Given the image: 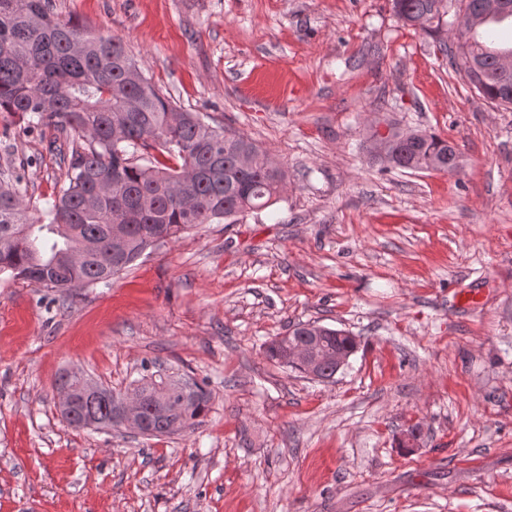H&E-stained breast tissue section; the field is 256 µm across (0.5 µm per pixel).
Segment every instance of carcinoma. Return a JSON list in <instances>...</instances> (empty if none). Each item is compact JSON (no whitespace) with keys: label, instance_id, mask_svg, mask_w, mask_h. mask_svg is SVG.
I'll use <instances>...</instances> for the list:
<instances>
[{"label":"carcinoma","instance_id":"obj_1","mask_svg":"<svg viewBox=\"0 0 512 512\" xmlns=\"http://www.w3.org/2000/svg\"><path fill=\"white\" fill-rule=\"evenodd\" d=\"M443 0H393L397 17L425 27L440 19ZM457 3L455 49L450 64L487 101L512 106V72L499 70L512 41L484 22L462 27L483 0ZM27 124L52 125L72 136L66 182L51 208L52 221L34 224L18 183L0 180V274L46 288L76 290L130 267L147 249L200 224L243 216L270 207L285 174L246 136L213 126L160 95L127 56L121 43L90 35L56 16L50 0H0V113ZM158 150L161 161L152 154ZM378 156L391 167L412 171L459 169L452 143L435 133H404L389 125ZM95 241L99 249L89 251ZM313 352L326 380L336 375V354L350 355L353 337L315 322L295 324L273 339L267 356L301 370L288 358L291 345ZM75 400L61 417L76 428L106 430L114 420L112 390L87 394L77 378ZM141 396V417L149 436L190 430L209 410L210 392L201 384L163 405L150 381Z\"/></svg>","mask_w":512,"mask_h":512}]
</instances>
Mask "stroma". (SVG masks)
I'll use <instances>...</instances> for the list:
<instances>
[{
  "mask_svg": "<svg viewBox=\"0 0 512 512\" xmlns=\"http://www.w3.org/2000/svg\"><path fill=\"white\" fill-rule=\"evenodd\" d=\"M52 5L286 180L106 285L0 275V512H512V109L449 65L447 23L402 25L391 0ZM392 121L453 142L458 173L388 168L372 135ZM64 143L0 115V172L42 224ZM313 321L358 342L328 381L264 353ZM74 373L117 393L190 376L209 410L166 436L75 430Z\"/></svg>",
  "mask_w": 512,
  "mask_h": 512,
  "instance_id": "35a3bbf8",
  "label": "stroma"
}]
</instances>
